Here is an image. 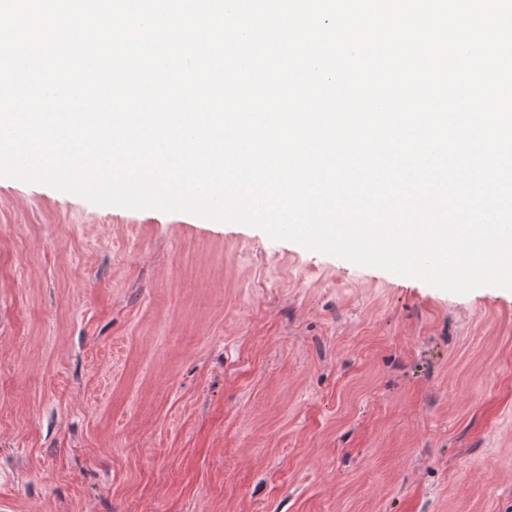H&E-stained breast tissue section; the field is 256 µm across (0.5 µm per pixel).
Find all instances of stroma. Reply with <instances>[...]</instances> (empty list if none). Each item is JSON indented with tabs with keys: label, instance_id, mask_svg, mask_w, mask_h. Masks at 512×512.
<instances>
[{
	"label": "stroma",
	"instance_id": "1",
	"mask_svg": "<svg viewBox=\"0 0 512 512\" xmlns=\"http://www.w3.org/2000/svg\"><path fill=\"white\" fill-rule=\"evenodd\" d=\"M0 512H512V290L0 177Z\"/></svg>",
	"mask_w": 512,
	"mask_h": 512
}]
</instances>
